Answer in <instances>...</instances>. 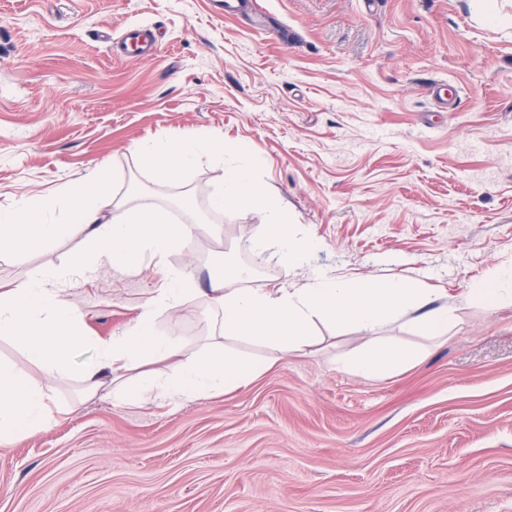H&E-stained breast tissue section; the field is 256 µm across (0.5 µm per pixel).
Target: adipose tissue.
<instances>
[{
  "mask_svg": "<svg viewBox=\"0 0 512 512\" xmlns=\"http://www.w3.org/2000/svg\"><path fill=\"white\" fill-rule=\"evenodd\" d=\"M136 151L159 176L169 178L187 174L201 156L216 154L218 148L209 139L194 138L143 142ZM246 205L263 206L268 213L264 234L246 244L253 256L264 257L273 242L281 262L297 268L309 263L317 239L294 224L287 209L258 185L254 159L240 148L232 151L210 206L226 212ZM190 234V225L174 223L164 210L113 203L109 170L103 164L70 181L61 196L35 195L0 209V255L38 251L63 239L81 243L73 265L33 269L22 287L0 291V338L18 343L42 373L37 380L0 364L1 444L51 424L50 384L63 377L78 381L85 402L105 392L132 404L227 394L263 371L252 359L226 350L228 339L267 345L288 355L317 343V323H339L368 338L402 315L413 316L425 337L437 339L447 336L459 306L488 313L512 300V267L495 269L467 288L459 302L442 303L431 289L403 277L342 281L317 275L300 286L258 290L244 287V270L228 265L210 273L207 289L199 292L221 317L219 334L201 351L189 353L155 330L160 314L178 313L196 293L190 275L172 268L124 335L86 334L82 313L61 298L62 285L75 271H124L145 255L184 249ZM87 345L94 348V358L73 367L74 352ZM425 356L422 348L374 345L342 359L340 366L356 377L381 379L418 365ZM128 372L133 380L116 386L117 374Z\"/></svg>",
  "mask_w": 512,
  "mask_h": 512,
  "instance_id": "adipose-tissue-1",
  "label": "adipose tissue"
}]
</instances>
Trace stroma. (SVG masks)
Segmentation results:
<instances>
[{"label": "stroma", "mask_w": 512, "mask_h": 512, "mask_svg": "<svg viewBox=\"0 0 512 512\" xmlns=\"http://www.w3.org/2000/svg\"><path fill=\"white\" fill-rule=\"evenodd\" d=\"M0 0V209L61 194L106 163L118 201L202 222L163 264L78 276L67 299L92 336L125 333L163 266L205 283L225 258L247 287L402 276L457 299L512 262V0ZM157 33L153 56L124 43ZM209 138L249 149L259 184L321 247L302 268L243 261L266 211L220 213L225 165L204 156L164 179L136 144ZM77 243L0 256V286L71 264ZM220 317L199 296L157 319L203 349ZM270 370L224 395L79 404L0 444V512H512V305L460 309L446 341L403 317L380 337L430 346L386 379L341 371L368 344L318 324Z\"/></svg>", "instance_id": "35a3bbf8"}]
</instances>
